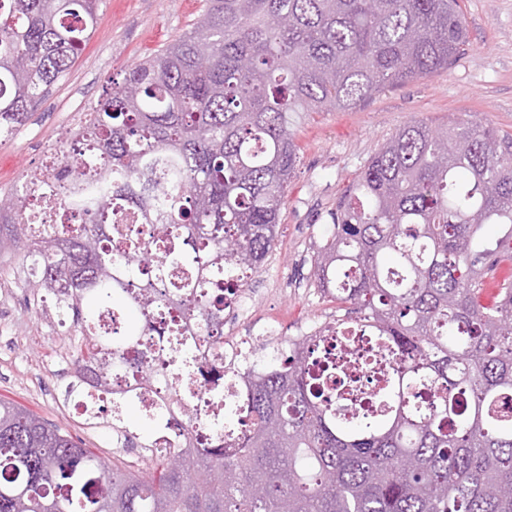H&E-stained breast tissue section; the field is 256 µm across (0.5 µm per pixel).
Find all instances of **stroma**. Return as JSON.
<instances>
[{"mask_svg":"<svg viewBox=\"0 0 512 512\" xmlns=\"http://www.w3.org/2000/svg\"><path fill=\"white\" fill-rule=\"evenodd\" d=\"M205 0H103L95 31L68 73L48 92L14 137L0 139V196L25 175L42 169L46 147L60 148L83 114L81 100L98 99L111 80L163 45L188 32ZM471 43L451 67L407 81L367 99L352 112H300L291 127L298 159L281 209L278 237L248 283L252 311L238 330L267 323L280 329L277 346L305 320L325 321L341 305L311 280L312 256L330 234L344 191L379 146L405 124L441 126L449 118L477 121L512 138V0H463ZM17 260L0 266V291L23 294L11 322V342L0 347V399L21 405L81 440L124 470L137 458L114 453L112 431L92 429L65 396L61 374L69 366L70 340L54 313V298L17 282Z\"/></svg>","mask_w":512,"mask_h":512,"instance_id":"35a3bbf8","label":"stroma"}]
</instances>
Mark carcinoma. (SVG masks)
Returning a JSON list of instances; mask_svg holds the SVG:
<instances>
[{"label": "carcinoma", "mask_w": 512, "mask_h": 512, "mask_svg": "<svg viewBox=\"0 0 512 512\" xmlns=\"http://www.w3.org/2000/svg\"><path fill=\"white\" fill-rule=\"evenodd\" d=\"M102 0H0V138L18 132L95 30ZM460 0H207L192 29L130 68L0 206V258L76 321L66 393L116 407L160 389L148 453L118 470L0 401V512H512V287L481 304L512 250V139L448 119L401 127L349 186L312 259L350 306L281 363L224 360V307L277 238L297 162L294 112H348L454 64ZM487 224L501 226L495 240ZM356 321L386 366L381 413L347 418L328 337ZM203 360L241 388L199 447L169 381ZM512 257L501 256L495 259L487 270L483 279L484 297L486 301H492L500 292V289L511 281Z\"/></svg>", "instance_id": "obj_1"}]
</instances>
